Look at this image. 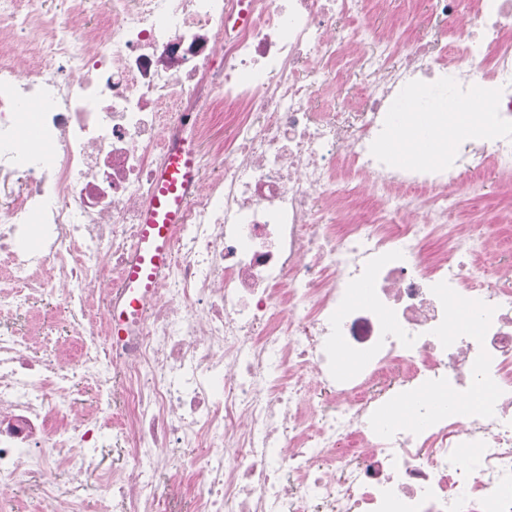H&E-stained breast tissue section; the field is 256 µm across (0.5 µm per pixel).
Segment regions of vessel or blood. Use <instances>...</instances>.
<instances>
[{
  "instance_id": "obj_1",
  "label": "vessel or blood",
  "mask_w": 512,
  "mask_h": 512,
  "mask_svg": "<svg viewBox=\"0 0 512 512\" xmlns=\"http://www.w3.org/2000/svg\"><path fill=\"white\" fill-rule=\"evenodd\" d=\"M194 152L191 144L174 151L158 177L157 191L141 226L138 256L129 265L123 281L131 308H139L142 289L155 287L159 272L170 261L168 234L180 219L183 191L195 178Z\"/></svg>"
}]
</instances>
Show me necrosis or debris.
<instances>
[{
	"mask_svg": "<svg viewBox=\"0 0 512 512\" xmlns=\"http://www.w3.org/2000/svg\"><path fill=\"white\" fill-rule=\"evenodd\" d=\"M375 2L0 0V313L61 297L74 338L35 359L0 327V512L21 478L78 512L57 477L109 441L116 512H512V243L486 263L453 222L512 182V0H428L433 41ZM356 76L361 111H319ZM432 76L492 125L396 164L378 144ZM184 141L172 259L114 331Z\"/></svg>",
	"mask_w": 512,
	"mask_h": 512,
	"instance_id": "necrosis-or-debris-1",
	"label": "necrosis or debris"
}]
</instances>
